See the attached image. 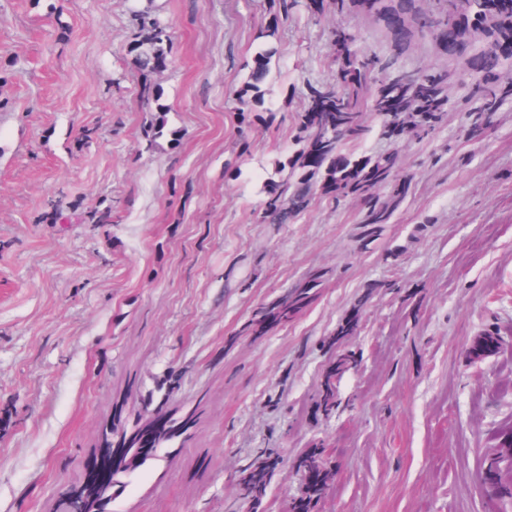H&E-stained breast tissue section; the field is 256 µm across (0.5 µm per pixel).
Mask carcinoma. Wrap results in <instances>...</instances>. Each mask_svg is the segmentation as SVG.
I'll return each instance as SVG.
<instances>
[{
  "label": "carcinoma",
  "mask_w": 512,
  "mask_h": 512,
  "mask_svg": "<svg viewBox=\"0 0 512 512\" xmlns=\"http://www.w3.org/2000/svg\"><path fill=\"white\" fill-rule=\"evenodd\" d=\"M348 1L383 22L397 55L409 49L415 30L421 28L435 31L436 41L448 56L467 57V73L481 92L479 119L485 125L492 122L499 98L508 92L501 83L500 69L501 48L506 43L512 44L511 9L502 11L500 0H464V16H454L445 9L433 17L422 13L421 0H334L336 13H344ZM138 20L139 40L133 48L135 61L141 71L152 72L167 58V29L146 13L138 14ZM277 32L276 23L264 31L266 41L255 51L248 80L240 91L243 106L254 107L261 87L270 78L271 62L279 53ZM475 38L483 41V48L470 55L468 49ZM332 40L336 46V81L309 87L296 126L297 139L303 147L291 163V172L272 186L266 220L270 224H286L308 206L318 189L333 188L341 195L365 196L367 211L361 235L372 239L405 200L399 187L383 199L368 195L371 187L394 179L397 155L391 152L353 160L340 153L341 144L364 137L367 129L361 115L366 108L383 118V133L390 138L396 137L398 132L419 133L430 123L437 122L444 110L448 71H422L412 75L397 70L379 78L374 75L376 63L355 50L354 30L338 24L332 31ZM317 282L318 278L313 277L297 284L264 308L262 318L270 323L287 320L309 301ZM317 407L327 414L335 409L334 383L325 384ZM181 429L180 424H172L151 448L137 447L131 438L132 431L125 432L123 439L128 445L119 448V456L109 454L102 458L89 479L112 483L111 493H116L123 485L122 477L155 458L156 449L181 433ZM278 464V459L271 455L255 459L241 479L244 498L258 500ZM487 473L492 475L488 481L492 493L512 496V435L500 444V456L491 460ZM328 484L327 476L321 484L306 483L304 504L308 506L312 500L322 497Z\"/></svg>",
  "instance_id": "obj_1"
}]
</instances>
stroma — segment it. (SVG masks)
<instances>
[{
  "label": "stroma",
  "instance_id": "stroma-1",
  "mask_svg": "<svg viewBox=\"0 0 512 512\" xmlns=\"http://www.w3.org/2000/svg\"><path fill=\"white\" fill-rule=\"evenodd\" d=\"M280 3L0 0V512H66L103 429L156 411L189 428L111 512H288L313 448L334 478L311 512H512L482 483L512 426V95L471 138L463 60L416 32L397 64L447 70L441 120L391 140L368 112L341 145L399 155L405 200L382 235L360 241L355 195L263 223L306 93L333 79L335 24L391 53L375 19ZM139 10L170 32L164 71L136 66ZM275 19L246 118L238 94ZM310 274V304L263 323ZM484 336L498 346L475 356ZM262 448L280 463L255 507L239 480ZM278 32V22L269 25L264 31L262 37L267 41L263 42L260 47L255 51L253 66L248 75V80L245 86L241 89L240 103L241 105H249V112H253L254 102H256L258 95L261 92V87L265 85L271 75V62L273 58L279 53L276 42ZM275 40V41H274ZM246 98V100L244 99Z\"/></svg>",
  "mask_w": 512,
  "mask_h": 512
}]
</instances>
